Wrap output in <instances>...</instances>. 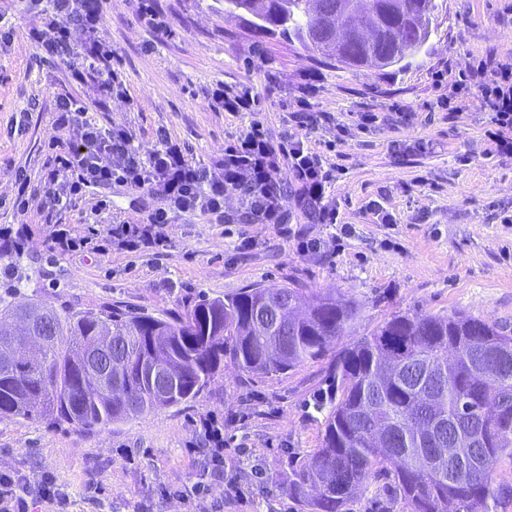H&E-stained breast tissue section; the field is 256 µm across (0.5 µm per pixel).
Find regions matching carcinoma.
<instances>
[{
	"label": "carcinoma",
	"mask_w": 512,
	"mask_h": 512,
	"mask_svg": "<svg viewBox=\"0 0 512 512\" xmlns=\"http://www.w3.org/2000/svg\"><path fill=\"white\" fill-rule=\"evenodd\" d=\"M411 21L391 0H367L373 31L418 27L389 52L362 43L349 55L305 39L318 19L279 0L251 8L255 30L278 35L346 67L387 68L412 57L431 34L435 0ZM23 276L0 295V419H46L93 431L197 399L224 363L275 375L335 351L313 400L324 416L321 448L288 471L285 490L302 512H348L372 479L388 480L407 512H491L504 487L491 481L512 457V329L452 314L394 313L355 341L362 304L286 285L199 296L170 316L116 306L75 310L20 303ZM305 305L283 323L279 308ZM112 336L122 372L90 378L87 355ZM463 433L472 438L444 467L419 461Z\"/></svg>",
	"instance_id": "cac0c4a2"
}]
</instances>
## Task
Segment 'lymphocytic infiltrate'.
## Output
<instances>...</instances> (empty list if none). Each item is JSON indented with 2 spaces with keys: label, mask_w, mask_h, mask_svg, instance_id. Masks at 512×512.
Returning <instances> with one entry per match:
<instances>
[{
  "label": "lymphocytic infiltrate",
  "mask_w": 512,
  "mask_h": 512,
  "mask_svg": "<svg viewBox=\"0 0 512 512\" xmlns=\"http://www.w3.org/2000/svg\"><path fill=\"white\" fill-rule=\"evenodd\" d=\"M22 11L43 15L42 28L30 39L37 51L61 60L72 82L95 80L101 99L127 95L123 75L114 63L111 44L101 37L108 0H19ZM478 91L490 114L486 136L489 152L512 156V55L485 58L477 66L459 71L448 98L441 102L449 113L470 91ZM54 130L69 131V141L51 138L47 144L45 172L31 179L16 174L18 191L14 211L30 206L67 207L86 197L88 188L118 184L154 201L155 206L135 221L113 220L76 229L70 224H46L42 232L51 251L70 255H105L117 247L140 253L167 247L171 215L203 216L219 224H270L287 232L293 217L318 224L337 223L335 205L325 199L333 179L319 154L303 139L280 133L272 136L252 125L225 143L216 166L195 161L185 144L158 130L157 147L140 153L135 136L126 127H106L72 97L58 98ZM292 188L293 211L282 206V184ZM235 195L241 209L224 210L226 197ZM69 498L54 482H33L22 475L0 474V512H31L44 503L53 512H67Z\"/></svg>",
  "instance_id": "1"
}]
</instances>
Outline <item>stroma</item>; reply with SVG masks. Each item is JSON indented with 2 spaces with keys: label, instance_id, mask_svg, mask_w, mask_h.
Instances as JSON below:
<instances>
[{
  "label": "stroma",
  "instance_id": "1",
  "mask_svg": "<svg viewBox=\"0 0 512 512\" xmlns=\"http://www.w3.org/2000/svg\"><path fill=\"white\" fill-rule=\"evenodd\" d=\"M436 2L435 30L422 52L406 66L378 71L324 61L300 43L255 32L246 18L225 15L224 0H154L171 29L164 37L141 27L134 0H110L102 35L118 55L129 96L97 110L102 124L131 127L145 150L166 129L194 159L210 162L255 122L301 135L286 124L285 105L318 76L310 103L328 120L308 141L337 167L331 195L339 221L301 224V233L320 239L317 252H299L295 235L269 224L179 218L164 251L79 258L47 248L43 211L0 209V225L31 229L21 260L31 276L24 293L56 307L173 315L201 294L286 284L359 300L361 334L397 311L457 312L512 326V158L489 155L477 95L449 116L436 101L450 88L432 78L511 53L512 0ZM0 14L13 31L10 51L0 56V198H11L18 169L34 177L42 171L55 98L89 107L98 92L92 83L71 85L63 64L38 58L27 34L41 27L40 15L21 11L16 0H0ZM270 72L276 85L267 82ZM220 82L250 87L258 110H213L207 92ZM363 112L378 117L367 131L358 127ZM94 195L106 200L105 210L82 204L61 211V221L137 220L127 188ZM374 202L393 223H379ZM243 232L255 239L251 249L238 247ZM327 367L323 359L248 376L228 364L196 400L102 430L0 420V474L52 480L68 493L69 512H132L138 504L145 512H199L190 493L197 481L218 512H301L279 479L322 444L325 422L309 402L324 388ZM209 416L224 422L218 474L198 432Z\"/></svg>",
  "mask_w": 512,
  "mask_h": 512
}]
</instances>
